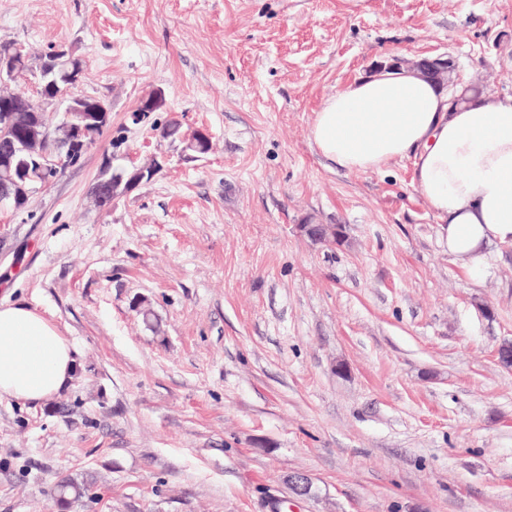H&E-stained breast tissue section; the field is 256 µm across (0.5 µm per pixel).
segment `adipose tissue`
<instances>
[{
	"mask_svg": "<svg viewBox=\"0 0 512 512\" xmlns=\"http://www.w3.org/2000/svg\"><path fill=\"white\" fill-rule=\"evenodd\" d=\"M450 98L416 72L385 65L330 95L312 117L310 140L348 172L411 160L442 244L476 272L491 245H512V97L470 93L455 107ZM75 370L72 344L54 323L0 304V398H52Z\"/></svg>",
	"mask_w": 512,
	"mask_h": 512,
	"instance_id": "1",
	"label": "adipose tissue"
}]
</instances>
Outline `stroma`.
Masks as SVG:
<instances>
[{
	"mask_svg": "<svg viewBox=\"0 0 512 512\" xmlns=\"http://www.w3.org/2000/svg\"><path fill=\"white\" fill-rule=\"evenodd\" d=\"M0 40L71 48L111 113L25 210L0 205V303L78 364L54 398L0 399V512H55L65 475L88 486L69 512H512V247L461 268L409 161L350 173L309 137L395 57L512 96V0H0ZM107 155L162 167L100 212ZM303 232L315 242H329L331 239L341 241L343 237V230L340 225H312L300 224Z\"/></svg>",
	"mask_w": 512,
	"mask_h": 512,
	"instance_id": "stroma-1",
	"label": "stroma"
}]
</instances>
